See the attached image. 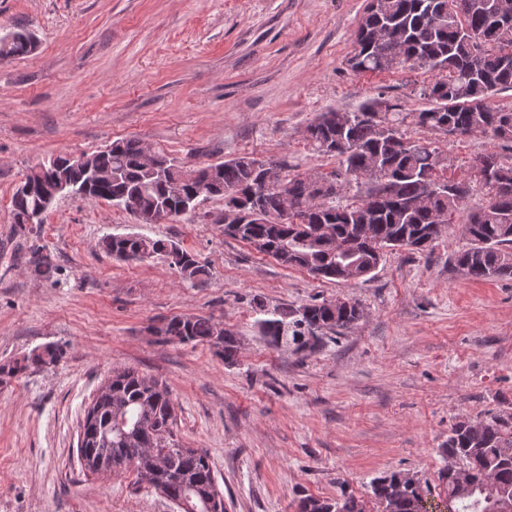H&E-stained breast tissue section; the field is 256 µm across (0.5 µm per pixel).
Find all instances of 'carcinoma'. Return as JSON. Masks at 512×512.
Here are the masks:
<instances>
[{
    "label": "carcinoma",
    "instance_id": "cac0c4a2",
    "mask_svg": "<svg viewBox=\"0 0 512 512\" xmlns=\"http://www.w3.org/2000/svg\"><path fill=\"white\" fill-rule=\"evenodd\" d=\"M37 42L26 32L0 37V59L27 56ZM355 73H381L395 66L436 72L419 89L428 107L404 112L380 93L351 112L330 109L307 127L319 153L334 157L336 181L312 190L309 177L279 166L274 181H260L264 161L240 156L185 170L161 152L148 157L140 140L115 141L76 157L59 154L36 164L12 195L14 223L39 227L56 181L80 189L89 166L112 169V181L87 196L125 209L143 224L160 214L170 220L196 215L213 197L224 199L218 220L224 235L241 240L287 267L317 278L355 283L373 273L384 251H425L462 209L470 186L448 179V156L401 131L407 119L444 135L482 134L512 143V108L492 102L512 90V0H370L353 54ZM473 176L491 190L487 205L469 211L466 249L453 263L473 280L512 279V162L493 152L479 156ZM356 189L351 202L336 196ZM104 248L113 258L142 262L164 257L189 281L207 275L195 255L174 242L110 234ZM38 275L56 281L60 268L49 256L36 264ZM263 318L259 332L274 347H289L307 357V336L319 341L341 335L362 317L358 302L313 301L299 308L269 312L252 299ZM157 335L183 345H208L230 363L237 355L236 334L211 317L174 316L155 328ZM63 349L47 345L20 360L0 365V383L57 364ZM175 404L168 387L133 369L112 372L105 390L87 409L78 455L96 473L131 469L183 512H208L219 493L208 453L176 438ZM448 464L438 473L441 497L431 502L429 484L409 473L386 472L371 483L379 512H496L499 500L512 502V413L488 412L463 418L443 445ZM98 459L112 466L98 470ZM297 512H366V502L305 495Z\"/></svg>",
    "mask_w": 512,
    "mask_h": 512
}]
</instances>
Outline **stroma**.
Returning a JSON list of instances; mask_svg holds the SVG:
<instances>
[{
  "label": "stroma",
  "mask_w": 512,
  "mask_h": 512,
  "mask_svg": "<svg viewBox=\"0 0 512 512\" xmlns=\"http://www.w3.org/2000/svg\"><path fill=\"white\" fill-rule=\"evenodd\" d=\"M367 0H0V36L24 29L26 57L0 61V364L48 344L58 364L0 384V512H180L134 471L93 473L77 443L84 413L113 370L164 382L175 432L206 450L228 512H296L300 497L370 498L372 480L402 471L437 485L453 424L512 413V280L476 281L453 265L460 221L432 251L386 253L369 280L315 278L225 236L224 201L178 222L140 223L111 203L57 198L23 231L11 198L27 171L60 153L136 138L196 168L241 155L334 180L312 150L317 113L384 93L411 112L426 69L355 74L347 66ZM435 143L448 176L471 181L464 207L487 205L477 156L512 148L481 134ZM109 234L163 239L209 276L186 281L159 257L113 259ZM60 267L38 277L32 248ZM268 308L347 298L361 320L308 357L266 344L250 301ZM209 316L240 341L233 362L166 342L156 326Z\"/></svg>",
  "instance_id": "35a3bbf8"
}]
</instances>
